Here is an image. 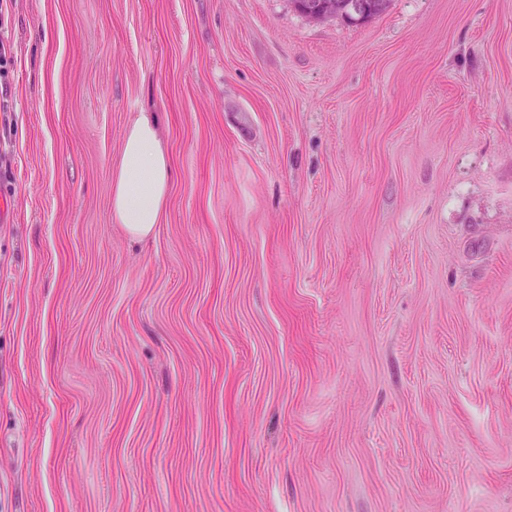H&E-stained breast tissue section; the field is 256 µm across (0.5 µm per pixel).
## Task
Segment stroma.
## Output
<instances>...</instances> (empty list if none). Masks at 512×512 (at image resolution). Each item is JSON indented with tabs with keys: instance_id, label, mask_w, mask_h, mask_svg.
Wrapping results in <instances>:
<instances>
[{
	"instance_id": "35a3bbf8",
	"label": "stroma",
	"mask_w": 512,
	"mask_h": 512,
	"mask_svg": "<svg viewBox=\"0 0 512 512\" xmlns=\"http://www.w3.org/2000/svg\"><path fill=\"white\" fill-rule=\"evenodd\" d=\"M0 37V512H512V0H0ZM301 14L313 21L330 16L358 22L375 13H385L392 0H297L292 1ZM170 182L158 123L143 116L126 131L120 160L112 168V220L133 237H148L160 222Z\"/></svg>"
}]
</instances>
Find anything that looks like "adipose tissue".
Instances as JSON below:
<instances>
[{
    "label": "adipose tissue",
    "instance_id": "1",
    "mask_svg": "<svg viewBox=\"0 0 512 512\" xmlns=\"http://www.w3.org/2000/svg\"><path fill=\"white\" fill-rule=\"evenodd\" d=\"M170 182L158 123L142 117L126 131L120 160L112 169L113 221L133 237H148L161 219Z\"/></svg>",
    "mask_w": 512,
    "mask_h": 512
}]
</instances>
